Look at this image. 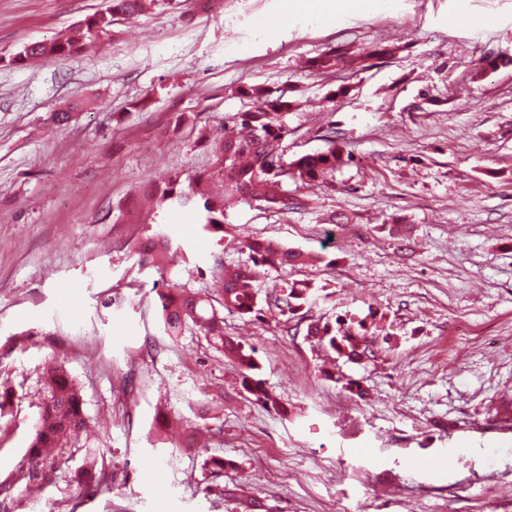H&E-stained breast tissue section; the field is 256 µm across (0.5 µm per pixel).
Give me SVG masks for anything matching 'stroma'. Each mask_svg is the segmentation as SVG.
Instances as JSON below:
<instances>
[{
	"label": "stroma",
	"mask_w": 512,
	"mask_h": 512,
	"mask_svg": "<svg viewBox=\"0 0 512 512\" xmlns=\"http://www.w3.org/2000/svg\"><path fill=\"white\" fill-rule=\"evenodd\" d=\"M284 2L155 0L80 53L19 68L4 57L108 0H0V512L33 497L67 512H512V0H375L280 25ZM334 49L349 63L314 66ZM253 86L296 103L288 159L326 149L332 129L354 160L301 187L305 209L229 205L225 230L322 255L270 269L263 292L307 284L327 294L313 317L375 318L374 357L337 359L327 380L324 348L286 335L277 311L225 314L276 411L205 336H167L158 312L168 283L213 294L215 258L248 259L155 195L174 175L218 192L207 139ZM160 225L185 259L139 270ZM54 365L93 432L32 471ZM89 448L91 502L78 484ZM213 457L235 497L205 491ZM150 466L162 489L143 481Z\"/></svg>",
	"instance_id": "obj_1"
}]
</instances>
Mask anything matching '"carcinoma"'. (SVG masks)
<instances>
[{"mask_svg":"<svg viewBox=\"0 0 512 512\" xmlns=\"http://www.w3.org/2000/svg\"><path fill=\"white\" fill-rule=\"evenodd\" d=\"M155 0H110V5L76 25L74 35L65 40H50L25 45L1 63L21 67L33 57L54 56L67 58L78 52L84 37L107 31L126 15L143 12ZM251 98L248 109L235 113L224 123L219 138L210 147L213 162L208 178L224 183V195L244 203H260L268 208L288 212L300 207L302 199L288 190L296 186L324 182L337 170L348 164L351 153L341 143H332L328 150L301 156L293 161L285 158L288 137L294 129L284 116L291 102L281 91L253 87L247 93ZM161 199L171 207L192 208L199 212L202 229L210 233L224 231V200L214 199L201 189V183L178 187V181L169 180ZM249 261L221 270L224 288L220 297L213 299L192 291L178 283H171L158 292L159 312L164 332L178 337L187 330H196L209 338L215 348L233 363L241 376L242 390L265 407L278 408L277 401L257 377L260 365L255 351L224 333V317L218 307L241 317L259 316L261 305L275 308L285 317L286 331L299 330L305 316L302 307L311 303V289L284 283L274 294L260 297L258 282L262 268H294L321 257L284 246L270 240H246ZM170 249L166 233L160 231L150 242V251L142 253L139 268L157 267L165 262ZM307 323V322H305ZM368 326L362 321L321 322L310 320L306 335L337 352L350 362L370 358L367 344ZM44 388L46 404L33 424V438L28 448L29 462H37L55 448L67 446L68 440L87 428L82 398L76 383L59 367L47 370Z\"/></svg>","mask_w":512,"mask_h":512,"instance_id":"obj_1","label":"carcinoma"}]
</instances>
